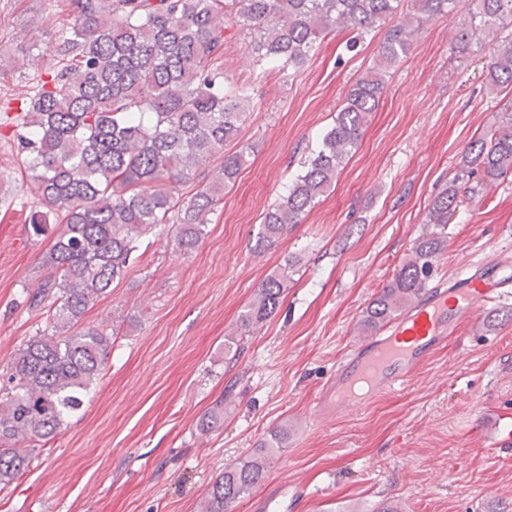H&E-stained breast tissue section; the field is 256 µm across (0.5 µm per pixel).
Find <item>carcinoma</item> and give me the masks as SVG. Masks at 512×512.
<instances>
[{"instance_id":"cac0c4a2","label":"carcinoma","mask_w":512,"mask_h":512,"mask_svg":"<svg viewBox=\"0 0 512 512\" xmlns=\"http://www.w3.org/2000/svg\"><path fill=\"white\" fill-rule=\"evenodd\" d=\"M71 21L53 48L56 68L28 91L18 113V153L42 205L30 212L36 237L61 224L43 257L49 275L26 295L46 326L17 350L0 385V489L20 479L83 405L100 379L116 331L80 325L112 292L136 251L160 224L177 225L176 247L195 249L210 215L245 163L224 153L250 112L247 85L224 83V22L254 34L259 62L297 70L316 44L338 29L384 30L378 63L353 84L334 125L304 163L288 193L259 225L255 248L269 247L298 224L331 187L364 134L385 87L387 70L432 18L461 0H71ZM457 33L469 49L476 34L491 37L488 86L512 85V0H471ZM494 129L472 141L428 209L427 228L388 285L363 311L373 331L400 314L433 278L446 228L463 203L512 172V102ZM213 163L208 183L187 202L178 186ZM287 276L265 279L241 315L253 327L270 318ZM265 448L224 467L210 483L202 512H227L266 478Z\"/></svg>"}]
</instances>
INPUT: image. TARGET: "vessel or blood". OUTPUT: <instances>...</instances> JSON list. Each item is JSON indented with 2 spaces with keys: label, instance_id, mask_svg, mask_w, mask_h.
Returning a JSON list of instances; mask_svg holds the SVG:
<instances>
[{
  "label": "vessel or blood",
  "instance_id": "obj_1",
  "mask_svg": "<svg viewBox=\"0 0 512 512\" xmlns=\"http://www.w3.org/2000/svg\"><path fill=\"white\" fill-rule=\"evenodd\" d=\"M509 286L508 278L481 270L451 287H435L379 336L354 346L321 392L317 411L341 416L402 384L447 346L481 303L501 297Z\"/></svg>",
  "mask_w": 512,
  "mask_h": 512
}]
</instances>
